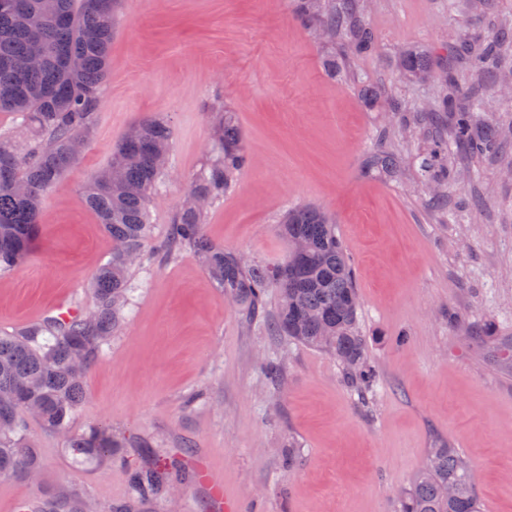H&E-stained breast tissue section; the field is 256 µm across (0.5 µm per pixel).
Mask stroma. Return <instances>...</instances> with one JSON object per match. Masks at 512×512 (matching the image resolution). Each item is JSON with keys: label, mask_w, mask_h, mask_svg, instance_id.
<instances>
[{"label": "stroma", "mask_w": 512, "mask_h": 512, "mask_svg": "<svg viewBox=\"0 0 512 512\" xmlns=\"http://www.w3.org/2000/svg\"><path fill=\"white\" fill-rule=\"evenodd\" d=\"M376 35L351 60L362 83L403 108L432 106L436 80L404 76L408 47L435 60L464 41L512 27V0H360ZM297 0H120L94 136L47 192L43 230L27 258L0 275V331L87 308L88 280L112 239L83 187L113 145L147 116L171 129L168 176L150 206L156 243L190 178L209 158L207 108L235 115L250 163L207 217L214 243L281 261L278 224L312 203L336 220L360 295V328L378 373L368 397L329 353L274 335L273 316L248 323L192 252L148 268L129 317L85 378L71 428L110 432L108 464L78 471L60 436L28 418L44 460L37 481L0 478V512L42 493L82 490L97 506L129 501V475L164 457L205 459L247 512H396L397 490L446 443L478 477L480 512H512V365L492 361L512 341V137L495 153L448 152V197L429 203L418 158L433 136L363 99L348 74L330 76ZM401 158L396 178L368 172L375 151ZM279 361L282 382L264 367ZM142 512H212L200 483L144 502Z\"/></svg>", "instance_id": "1"}]
</instances>
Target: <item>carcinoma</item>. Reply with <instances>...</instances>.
Returning a JSON list of instances; mask_svg holds the SVG:
<instances>
[{
	"label": "carcinoma",
	"mask_w": 512,
	"mask_h": 512,
	"mask_svg": "<svg viewBox=\"0 0 512 512\" xmlns=\"http://www.w3.org/2000/svg\"><path fill=\"white\" fill-rule=\"evenodd\" d=\"M0 7V112H11L30 133L25 147L0 138V274L21 263L38 238L47 191L77 161L75 140L87 145L94 133L102 85L108 71L117 0H10ZM302 19L315 38L339 44L347 55L371 53L375 35L358 7V0H298ZM45 50L37 67L21 66L33 44ZM509 37L501 33L480 43L463 44L460 64L477 73H500ZM80 60L77 69L69 59ZM400 68L424 80L438 73L446 94L440 104L413 111L409 120L436 125L435 113L453 117L450 138L472 155L493 150L506 131L479 124L475 107L459 102L483 101L476 86L459 87L456 66L432 62L427 54L404 51ZM217 151L200 168L173 214L163 245L154 243L149 203L164 175L156 157L168 151L171 131L166 123L146 117L112 148L109 164L84 186L87 206L112 238V254L88 283L94 303L65 322L46 317L13 332L0 333V477H29L42 470L39 451L24 437L20 415L39 418L63 435L77 469L112 461L118 443L97 428L72 435V415L85 399V376L104 345L125 320L133 285L130 272L155 259L194 252L224 296L251 319L265 313L270 294L276 295V335L325 350L342 366L347 382L369 390L378 381L366 357V338L358 328L359 294L350 258L336 235V224L322 210L305 205L288 211L280 234L303 243L304 261L295 270L288 260L267 265L244 264L237 252L212 243L205 235L208 206L224 198L248 165L243 137L228 111L211 108ZM440 151L419 158L426 184L439 183ZM398 157L379 150L369 160L372 173L393 175ZM470 460L447 444L429 449L426 465L398 494V512H479L476 479ZM193 471L178 459L147 466L131 476L132 499L123 512H138L139 504L166 495L178 481L190 483ZM95 506L77 490L46 494L28 501L23 512H93Z\"/></svg>",
	"instance_id": "obj_1"
}]
</instances>
